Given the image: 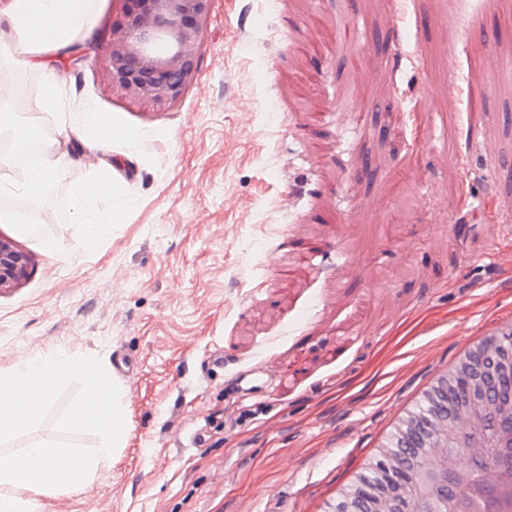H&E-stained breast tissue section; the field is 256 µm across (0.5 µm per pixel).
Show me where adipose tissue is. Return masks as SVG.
Instances as JSON below:
<instances>
[{"label": "adipose tissue", "mask_w": 512, "mask_h": 512, "mask_svg": "<svg viewBox=\"0 0 512 512\" xmlns=\"http://www.w3.org/2000/svg\"><path fill=\"white\" fill-rule=\"evenodd\" d=\"M93 10V0H10L7 9L0 11V53L9 55L20 51L23 64L38 69L51 89L49 95L31 105V115L24 123H16L8 113L1 112V136L16 143L40 134L36 116L55 110L56 91L61 84V75L49 64L47 55L67 53L76 39L90 36ZM59 133L61 138H74L102 150L115 139L116 128L103 121L89 105L64 121ZM57 141H42L37 165L18 170L0 162V194H16L32 202L40 200L64 163L63 155L57 152ZM106 192L112 195V214L108 217L91 206L93 199ZM70 193L76 206V221L91 245L111 236L112 216L124 213L135 204L129 193L113 187L106 169L98 170L92 180L73 184Z\"/></svg>", "instance_id": "obj_1"}]
</instances>
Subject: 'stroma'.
Here are the masks:
<instances>
[{
  "label": "stroma",
  "instance_id": "35a3bbf8",
  "mask_svg": "<svg viewBox=\"0 0 512 512\" xmlns=\"http://www.w3.org/2000/svg\"><path fill=\"white\" fill-rule=\"evenodd\" d=\"M118 15L96 0L92 35L55 59L41 129L91 103L144 132L135 153L96 155L135 207L86 244L70 187L94 170L74 141L38 203L0 196L29 226L0 234L31 262L0 294V369L99 358L128 426L43 512H324L437 373L512 322V0H213L197 79L166 111L113 95L97 52ZM306 242L325 249L300 265ZM261 361L299 375L240 398L233 375ZM78 390L9 450L97 447L58 426Z\"/></svg>",
  "mask_w": 512,
  "mask_h": 512
}]
</instances>
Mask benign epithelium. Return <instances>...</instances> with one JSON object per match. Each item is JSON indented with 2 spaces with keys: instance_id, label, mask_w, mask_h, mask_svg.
<instances>
[{
  "instance_id": "benign-epithelium-1",
  "label": "benign epithelium",
  "mask_w": 512,
  "mask_h": 512,
  "mask_svg": "<svg viewBox=\"0 0 512 512\" xmlns=\"http://www.w3.org/2000/svg\"><path fill=\"white\" fill-rule=\"evenodd\" d=\"M120 2L121 17L109 26L100 59L112 92L159 110L177 107L197 78L213 0ZM29 274V256L0 234V292Z\"/></svg>"
}]
</instances>
